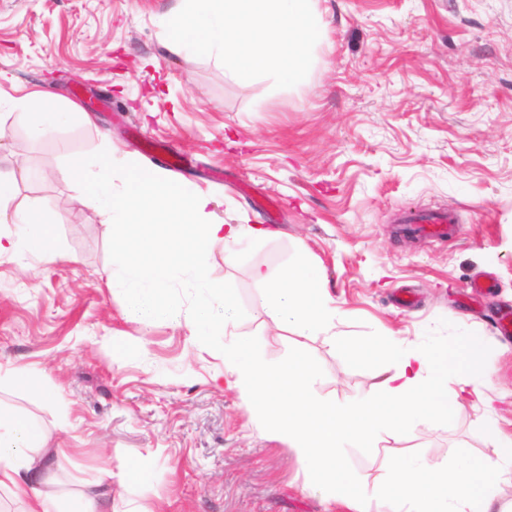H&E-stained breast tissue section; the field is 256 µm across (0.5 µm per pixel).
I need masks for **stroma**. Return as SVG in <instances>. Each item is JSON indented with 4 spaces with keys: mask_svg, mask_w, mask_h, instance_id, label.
Masks as SVG:
<instances>
[{
    "mask_svg": "<svg viewBox=\"0 0 512 512\" xmlns=\"http://www.w3.org/2000/svg\"><path fill=\"white\" fill-rule=\"evenodd\" d=\"M177 5L0 0V90H46L96 117L33 140L19 113H0V162L22 139L47 160L18 182L16 204L58 211L55 236L79 258H0V366L25 376L0 386V405L53 441L62 420L75 424L52 459L60 492L108 474L112 512H348L250 409L187 311L145 325L112 290V226L61 175L66 155L107 137L116 156L208 194L212 220L270 230L242 262L215 247L212 276L246 311L234 334L271 366L301 351L319 369V398L351 401L394 371L347 343L480 340L491 380L454 420L346 448L367 497L403 453L436 466L495 459L485 421L512 435V338L495 329L498 310L512 309V0H315L326 35L307 77L284 89L169 53L161 22ZM411 210L453 214L454 234L398 233ZM301 257L334 301L338 342L295 335L255 286L254 267ZM487 275L490 296L471 298ZM134 459L148 483L127 476Z\"/></svg>",
    "mask_w": 512,
    "mask_h": 512,
    "instance_id": "obj_1",
    "label": "stroma"
}]
</instances>
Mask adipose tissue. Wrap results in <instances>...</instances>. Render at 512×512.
<instances>
[{
  "label": "adipose tissue",
  "mask_w": 512,
  "mask_h": 512,
  "mask_svg": "<svg viewBox=\"0 0 512 512\" xmlns=\"http://www.w3.org/2000/svg\"><path fill=\"white\" fill-rule=\"evenodd\" d=\"M21 112L32 136L41 137L81 120L93 123L91 113L64 111L57 98L41 90L17 96L0 95V109ZM25 167H0V216L9 215L17 231L0 233V257L16 255L20 248L39 254L48 264L64 259L52 223L36 208L6 212L5 204ZM254 281L262 288L267 306H287L295 318L297 335L330 332L336 310L320 274L304 260L279 272L256 269ZM364 357L388 355L396 359L393 374L380 388L348 403L315 398L310 384L315 367L297 357L268 366L251 341L241 339L224 348V370L245 402L261 416L275 435L285 437L299 461L312 472L325 497L345 502L352 512H372L363 491L349 473L344 448L359 443L377 447L382 437L405 435L417 421L450 418L461 405L462 393L449 392V376L485 384L489 368L468 354L449 358L448 350L435 344L401 349L391 338L358 345ZM491 463L464 459L448 469L433 467L426 456L406 455L392 469L384 490L392 512H464L466 505L478 512H492L496 482ZM0 492L22 502L24 512H105L103 484L85 481L70 510H62L52 473L48 437L29 417L0 409Z\"/></svg>",
  "instance_id": "1"
}]
</instances>
